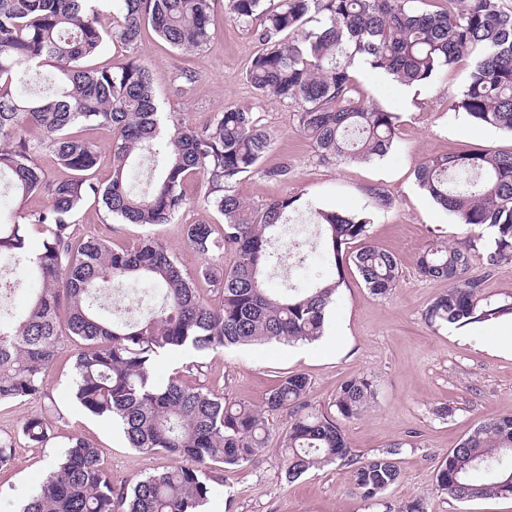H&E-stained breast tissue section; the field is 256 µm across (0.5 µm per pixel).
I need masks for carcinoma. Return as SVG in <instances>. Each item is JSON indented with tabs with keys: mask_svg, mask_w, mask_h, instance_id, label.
Listing matches in <instances>:
<instances>
[{
	"mask_svg": "<svg viewBox=\"0 0 512 512\" xmlns=\"http://www.w3.org/2000/svg\"><path fill=\"white\" fill-rule=\"evenodd\" d=\"M219 0H0V176L10 177L15 216L0 218V258L25 266L39 287L14 324L0 321V402L35 397L63 337L80 344L75 355V398L87 412L117 421L130 447L164 452L178 465L130 487L116 488L97 448L75 437L22 512H199L211 492L212 469L241 467L268 448L270 417L288 412L277 438L289 482L311 469L350 468L356 490L381 497L401 478L393 443L357 461L337 419L360 417L375 397L365 376L344 380L335 415L309 402L308 375L281 377L259 404L234 400L177 377L156 381L151 365L162 352H196L268 341L311 343L324 334L326 317L352 264L369 291L387 297L401 267L394 254L369 239L368 217L316 211L327 262L336 276L312 288L274 292L266 271L279 260L274 244L296 197L248 208L231 186L258 170L271 136L251 109L230 106L206 124H164L154 76L137 57L119 66L87 61L105 39L133 49L149 27L182 52H196L215 30ZM413 0H225L224 16L248 27L261 49L247 66L256 94L292 101L301 132L324 159L371 161L385 156L398 135V116L361 98L352 69L362 60L405 85H423L461 54L480 50L457 94V107L478 124L512 132V11L499 0H448L452 7L418 12ZM49 70L48 94L29 89L27 74ZM173 81L186 95L197 76L178 71ZM112 131L111 177H94L96 147L72 127ZM168 136L161 166L146 185H131L143 157ZM50 150L70 176L53 179L37 161ZM205 180L204 202L224 217L220 236L210 224H189L186 238L200 255L226 248L230 270L201 274L221 288L220 304L204 301L178 258L149 237L116 249L105 239L75 238L74 217L89 200L127 224H166L187 205L183 185ZM415 180L458 223L491 230L481 260L488 270L512 264V151L492 149L429 157ZM43 197L36 210L27 202ZM44 231L39 250L27 226ZM474 245L432 242L419 252V273L448 283L426 307L438 327L512 318V294L484 295L485 279L470 273ZM127 280L165 288V301L136 320L103 318L94 295ZM22 433L39 445L49 440L42 416ZM438 491L459 502L512 496V414L488 419L465 437L435 470Z\"/></svg>",
	"mask_w": 512,
	"mask_h": 512,
	"instance_id": "obj_1",
	"label": "carcinoma"
}]
</instances>
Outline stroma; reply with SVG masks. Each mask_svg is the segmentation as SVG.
Returning <instances> with one entry per match:
<instances>
[{
  "label": "stroma",
  "mask_w": 512,
  "mask_h": 512,
  "mask_svg": "<svg viewBox=\"0 0 512 512\" xmlns=\"http://www.w3.org/2000/svg\"><path fill=\"white\" fill-rule=\"evenodd\" d=\"M258 45L245 27L217 18L212 39L203 50L185 53L145 30L131 54L155 76V96L162 112L176 122L200 126L227 106H247L257 112L272 137L261 170L237 180L232 191L251 207L278 197H299L301 209L292 223L316 228L314 208L369 215L370 240L401 261L400 282L386 298L373 295L353 268L328 316L325 336L310 345L278 342L199 353L179 349L155 358L153 374L164 382L177 376L232 400L260 403L290 372L309 376L312 406L328 411L339 385L354 375L371 378L376 398L356 420L341 428L355 453L372 456L388 443L404 442L399 457L402 477L379 501L364 499L344 467L328 466L295 482L284 479L275 449L251 463L219 472L205 512H398L419 499L427 512H512V496L458 502L435 487V469L448 452L480 423L512 413V356L491 348V323L462 328H438L425 321L423 311L446 288L445 282L422 277L416 268L418 252L433 240L454 245L477 238V230L458 224L415 183L414 171L435 154L474 149L512 151V133L473 122L455 106L476 53L462 55L439 71L426 85L417 86L409 100L396 94V84L372 70L357 76L364 100L379 104L399 117V133L382 159L325 161L314 143L297 127V104L264 99L254 94L245 71ZM126 50L105 43L93 58L96 66L121 63ZM183 68L196 72L191 96L177 95L172 81ZM288 166L291 176L279 183L266 180L263 170ZM383 189L391 207L374 206V189ZM190 205L171 223L154 226L126 224L109 217L97 203L87 202L72 229L77 238L101 237L113 247L131 246L152 237L174 253L200 295L219 304V288L200 278L204 265L229 268L231 253L198 255L186 242L189 224L219 225L223 219L200 205L203 183H187ZM76 343L62 339L60 354L45 379L40 396L0 403V439L11 443L13 461L0 469V512H17L20 501L36 491L51 463L71 437L79 436L100 451L103 467L115 486L148 476L173 465L171 457L130 448L123 432L111 421L86 413L74 398ZM453 408L451 417L435 415L436 407ZM44 416L50 440L36 445L22 434L25 420Z\"/></svg>",
  "instance_id": "1"
}]
</instances>
